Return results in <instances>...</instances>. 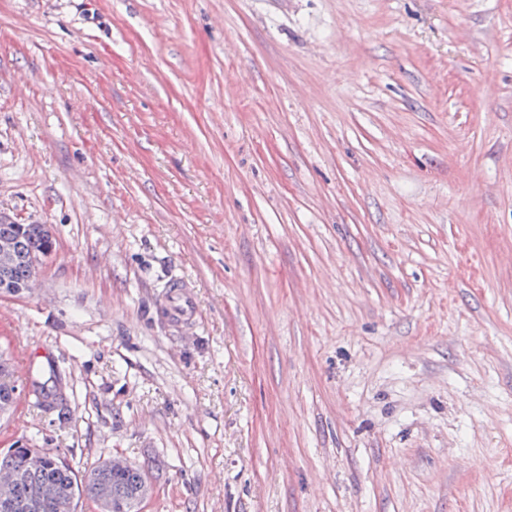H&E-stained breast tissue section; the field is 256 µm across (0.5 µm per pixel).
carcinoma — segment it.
I'll return each mask as SVG.
<instances>
[{
  "label": "carcinoma",
  "mask_w": 512,
  "mask_h": 512,
  "mask_svg": "<svg viewBox=\"0 0 512 512\" xmlns=\"http://www.w3.org/2000/svg\"><path fill=\"white\" fill-rule=\"evenodd\" d=\"M53 245L54 238L44 224H16L0 219V291L20 293L31 288L36 275L33 258L51 250ZM59 380L61 373L54 365L37 369L29 390L35 404L48 407L57 404ZM2 467L12 469L18 476L14 499L26 498L35 487L45 489L46 494L35 512H62L61 494L72 490L81 489L92 500L100 485L112 492L110 512H123L144 478L142 470L132 464L114 471L99 463L80 473L52 459L42 469L32 470L20 451L0 456Z\"/></svg>",
  "instance_id": "carcinoma-1"
}]
</instances>
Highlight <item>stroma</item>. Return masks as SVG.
Instances as JSON below:
<instances>
[{"mask_svg":"<svg viewBox=\"0 0 512 512\" xmlns=\"http://www.w3.org/2000/svg\"><path fill=\"white\" fill-rule=\"evenodd\" d=\"M1 215L55 247L0 293V455L123 456L143 512H512V0H0ZM173 288L167 293L165 308L172 320L188 325L195 313L193 299L183 287L177 285ZM48 375L44 381H40ZM61 380L60 371L54 366H48L47 370L38 368L36 370V379L31 382L29 395L35 399V404L45 405L54 408L57 405L58 395L57 382Z\"/></svg>","mask_w":512,"mask_h":512,"instance_id":"1","label":"stroma"}]
</instances>
